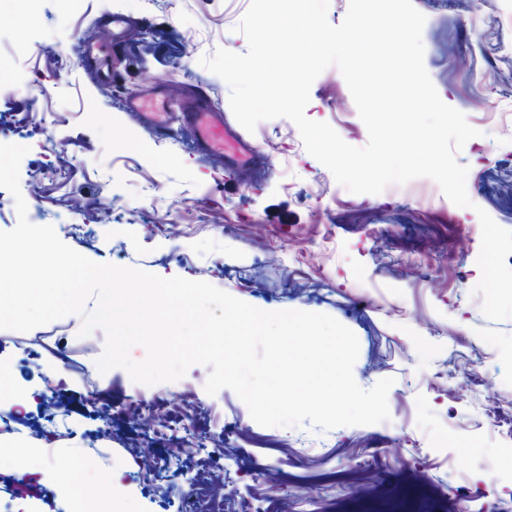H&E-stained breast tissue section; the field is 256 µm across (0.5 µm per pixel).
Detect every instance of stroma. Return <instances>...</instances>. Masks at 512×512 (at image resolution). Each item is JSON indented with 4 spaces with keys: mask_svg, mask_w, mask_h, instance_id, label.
I'll use <instances>...</instances> for the list:
<instances>
[{
    "mask_svg": "<svg viewBox=\"0 0 512 512\" xmlns=\"http://www.w3.org/2000/svg\"><path fill=\"white\" fill-rule=\"evenodd\" d=\"M440 98L481 132L458 152L471 207L428 178L355 194L306 150L286 118L250 139L263 170L202 154L190 131L153 132L130 108L230 88L201 57L247 50L250 0H0V141L27 147V218L96 262L205 281L265 311L326 313L359 341L360 387L391 377L388 420L328 431L265 427L209 369L144 385L99 372L105 334L67 316L0 329V512H87L121 470V512H512V318L473 289L476 209L512 230V0H413ZM121 19L115 27L113 19ZM306 116L368 142L346 81L329 67ZM159 396L148 413L139 397ZM185 423L176 449L160 431ZM36 448L51 479H12L8 455ZM166 476L144 477L157 459Z\"/></svg>",
    "mask_w": 512,
    "mask_h": 512,
    "instance_id": "obj_1",
    "label": "stroma"
}]
</instances>
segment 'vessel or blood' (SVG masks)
Listing matches in <instances>:
<instances>
[{
    "label": "vessel or blood",
    "mask_w": 512,
    "mask_h": 512,
    "mask_svg": "<svg viewBox=\"0 0 512 512\" xmlns=\"http://www.w3.org/2000/svg\"><path fill=\"white\" fill-rule=\"evenodd\" d=\"M194 128L204 148L224 154L236 165H252L254 158L242 136L224 121L223 113L213 111L202 93L189 95L178 107Z\"/></svg>",
    "instance_id": "b4317fda"
}]
</instances>
